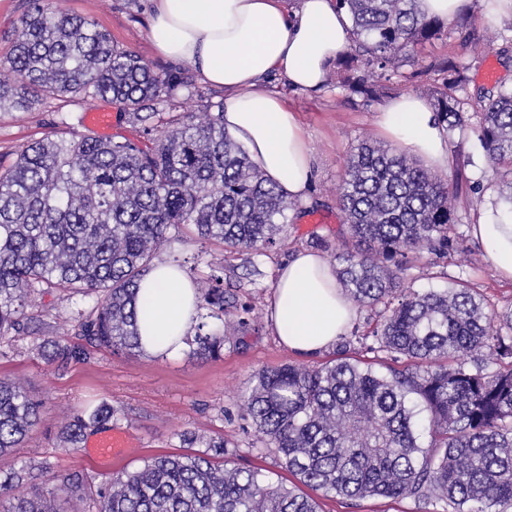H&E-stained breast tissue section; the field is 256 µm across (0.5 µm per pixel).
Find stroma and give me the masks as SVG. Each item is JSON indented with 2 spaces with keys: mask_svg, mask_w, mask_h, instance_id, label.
Masks as SVG:
<instances>
[{
  "mask_svg": "<svg viewBox=\"0 0 512 512\" xmlns=\"http://www.w3.org/2000/svg\"><path fill=\"white\" fill-rule=\"evenodd\" d=\"M62 11L94 20L107 30L115 43L134 51L154 70H173L174 62L159 55L148 36L152 14L150 0H55ZM475 18L478 58L468 72L470 82L465 98L466 111H479L482 93L500 85L512 86V51L503 52L504 39L512 35V14L489 19L480 0L469 9ZM441 39L409 49L403 67L404 79L391 85L389 96L411 92L433 101L441 82L425 74L432 59L469 57L453 22H446ZM268 86L280 92L288 107L297 112L307 135L312 182L300 208L289 211L272 246L251 258L236 256L233 267L224 273V288L252 308L246 327L228 321L226 340L220 357L192 358L187 352L153 358L146 355L95 351L90 360L75 361L65 372H57L41 359L33 346L48 337L74 340L68 316L75 308L67 294L55 290L37 297L29 314L27 334L0 343V375H7L42 402V422L17 452L0 456V470L14 467L19 460H45L50 470L41 483L55 490L60 476L80 472L89 483H98L103 474L131 471L143 458L172 454L179 450L178 432L203 436H224L234 460L240 466L260 470L273 480L287 479L278 458L260 448L256 433L239 417V395L260 370L288 363L320 364L336 355L327 349L316 355L290 350L274 335L268 318V299L278 268L296 252L312 250L333 259L338 244L347 235L344 215L337 205L345 163L353 148L366 136L380 139L378 116L382 104L365 109L337 90L305 93L290 89L280 78ZM110 102L91 99L79 104L63 96L39 103L27 111L0 109V163L11 164L27 142L56 137L68 129L85 128L89 112H111ZM486 161L476 137L448 140L447 179L458 189L457 222L450 233L455 246L470 251L471 268L460 269L455 256L439 257L425 252L408 263L400 275L402 285L419 292L442 290L457 278L468 280L484 297L488 308L512 305V279L498 274L489 262L473 226L487 220L492 201L505 191L512 176L485 175ZM480 193H473V183ZM159 258L181 264L189 276L205 271L207 262L222 263L223 244L187 236L166 242ZM256 264L263 272L257 284L246 281V267ZM105 401L119 412L117 430L126 432L129 444L119 459L88 462L81 451L62 448L61 427L70 413ZM319 512H421L413 499L369 498L349 506L335 496L318 499Z\"/></svg>",
  "mask_w": 512,
  "mask_h": 512,
  "instance_id": "35a3bbf8",
  "label": "stroma"
}]
</instances>
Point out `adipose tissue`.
I'll return each mask as SVG.
<instances>
[{
	"mask_svg": "<svg viewBox=\"0 0 512 512\" xmlns=\"http://www.w3.org/2000/svg\"><path fill=\"white\" fill-rule=\"evenodd\" d=\"M151 39L158 53L193 61L224 90V128L254 165L291 199L305 198L312 168L296 112L264 87L279 72L290 88L314 92L352 44L349 20L334 0H152ZM383 134L433 169L448 167V140L426 102L412 93L383 109ZM474 233L501 275L512 278V220L476 224ZM198 291L175 262L161 260L141 282L137 316L148 355H172L198 314ZM273 332L289 349L316 354L356 317L323 255L297 252L278 271L268 305Z\"/></svg>",
	"mask_w": 512,
	"mask_h": 512,
	"instance_id": "ef3b65f1",
	"label": "adipose tissue"
}]
</instances>
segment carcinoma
<instances>
[{
  "label": "carcinoma",
  "mask_w": 512,
  "mask_h": 512,
  "mask_svg": "<svg viewBox=\"0 0 512 512\" xmlns=\"http://www.w3.org/2000/svg\"><path fill=\"white\" fill-rule=\"evenodd\" d=\"M352 20L359 70L339 65L335 86L368 107L404 77L405 52L444 33L417 0H336ZM0 72V108L34 101L105 98L142 134L102 138L72 131L33 140L0 166V341L25 329L32 297L59 289L93 298L71 320L79 341L45 339L36 350L64 371L98 348L141 351L139 283L171 233L216 240L227 253L275 242L287 212L281 194L224 130V107L182 115L191 90L184 72H156L87 18L27 0ZM442 76L434 110L450 132L472 131L488 168L512 175V87L502 86L472 115L456 96L467 90L468 65L436 60ZM171 110L156 122V104ZM452 184L369 139L352 153L338 198L352 245L336 253V281L347 298L377 317L374 359L348 356L318 366L259 371L239 406L260 443L277 453L293 481L273 482L239 466L224 438L178 434L181 454H157L134 471L95 485L77 472L48 493L45 461L0 474L7 512H317L314 494L353 505L374 497L412 498L433 512H512V307L488 311L468 281L420 293L400 287L408 255L454 250ZM394 266H389V262ZM201 315L185 338L188 355L216 358L224 335L204 318L238 324L251 307L224 292V266H208L197 286ZM427 420L419 441V415ZM117 411L102 401L72 416L63 444L80 447ZM41 422L27 388L0 377V455L21 447Z\"/></svg>",
  "instance_id": "carcinoma-1"
}]
</instances>
